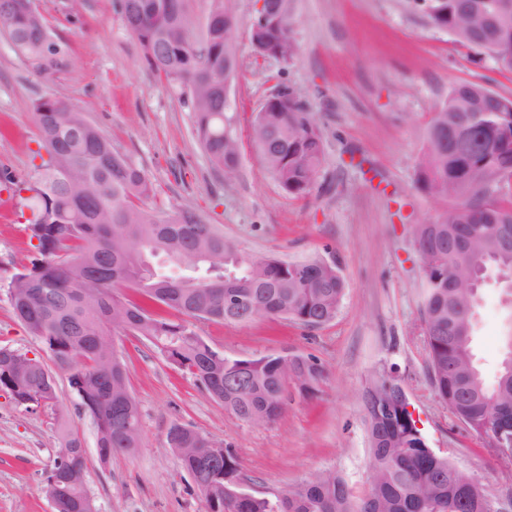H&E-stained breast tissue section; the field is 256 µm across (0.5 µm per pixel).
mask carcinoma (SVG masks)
<instances>
[{"label": "carcinoma", "instance_id": "carcinoma-1", "mask_svg": "<svg viewBox=\"0 0 512 512\" xmlns=\"http://www.w3.org/2000/svg\"><path fill=\"white\" fill-rule=\"evenodd\" d=\"M431 23L512 70V0H423ZM127 30L146 53L149 67L187 98L195 133L212 166L236 177L238 138L224 127V69L234 50L235 0H210L201 34L189 25L186 0H119ZM0 31L30 71L54 83L70 67L66 44L49 32L33 0H0ZM261 47L286 60L295 56L291 20H268L257 33ZM287 100L270 101L251 120L248 136L263 165L289 195L309 193L324 162L320 129L306 95L279 83ZM40 148L48 161L27 179L9 175L7 191L29 192L26 230L37 240L35 255L22 260L8 282L18 321L41 340L96 428L97 451L106 461L141 445L137 403L121 401L126 368L111 337L143 336L165 359L189 374L210 398L239 421L262 426L280 416L288 387L312 392L324 378L316 362L296 356L230 359L190 328V320L249 322L284 317L320 326L338 314L345 283L322 260L288 262L242 252L190 206L163 209L146 171L112 147V140L76 105L49 95L33 106ZM419 181L431 195L458 202L414 227L418 251L429 255L422 310L431 377L439 397L470 431L481 435L509 409L512 418V339L494 384L474 359L472 337L461 345L468 364L448 374V333L463 321L473 325L476 297L448 289L493 266L512 275V247L503 248L495 226L512 227V98L478 83L453 88L427 131ZM132 289L142 298L126 299ZM245 303L233 312L224 296ZM165 307L184 316L173 321L148 310ZM41 360L17 358L0 347V390L28 400L39 394L51 404L56 388L45 380ZM400 380L378 374L362 394L370 441L368 493L356 500L345 481L323 472L269 500L239 497L234 451L199 432L173 426L168 442L183 469L202 487L204 512H482L477 495L461 482L457 467L429 448L396 392ZM221 459V478L203 465ZM86 472L78 434H64L48 472L56 512H82L72 474Z\"/></svg>", "mask_w": 512, "mask_h": 512}]
</instances>
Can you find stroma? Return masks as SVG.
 Here are the masks:
<instances>
[{"instance_id":"35a3bbf8","label":"stroma","mask_w":512,"mask_h":512,"mask_svg":"<svg viewBox=\"0 0 512 512\" xmlns=\"http://www.w3.org/2000/svg\"><path fill=\"white\" fill-rule=\"evenodd\" d=\"M73 61L47 85L0 35V172L23 180L40 165L32 105L55 95L81 107L113 147L145 169L159 206H194L248 254L301 261L321 257L345 281L340 313L310 327L287 319L194 322V330L232 359L315 357L326 371L314 392L289 389L281 416L253 426L237 420L183 375L144 337H114L140 412L141 446L101 461L96 430L69 385L53 368L57 398L26 407L0 391V512H52L45 477L68 423L87 456L86 484L99 512H203L168 431L181 425L230 448L240 488L258 497L332 471L356 496L369 485V443L361 395L376 374L394 370L429 446L449 457L492 497L512 495V461L495 456L436 393L422 330L424 273L414 225L444 212L449 199L418 182L427 128L459 84L476 82L512 97V72L432 26L416 0H293L296 56L254 55L249 33L258 0H236L239 70L226 123L240 141L237 177L212 167L177 88L150 69L114 0H34ZM302 89L319 126L324 162L309 194L285 193L263 169L247 136L278 76ZM21 198L0 192V280L30 251ZM512 330L500 288L480 290L475 350L493 381ZM48 360L39 339L14 315L0 290V347Z\"/></svg>"}]
</instances>
